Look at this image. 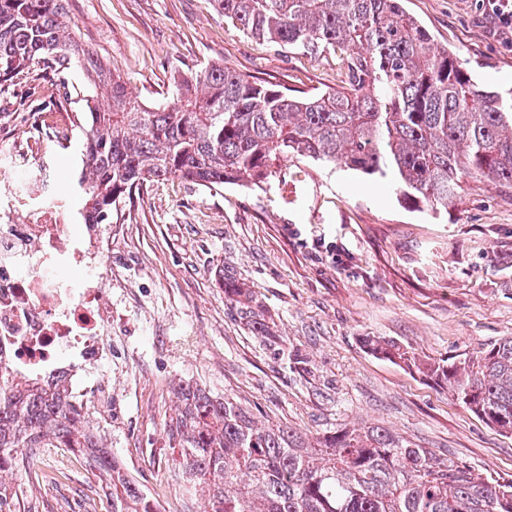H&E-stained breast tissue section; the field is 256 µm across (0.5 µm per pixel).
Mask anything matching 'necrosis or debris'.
<instances>
[{"label":"necrosis or debris","instance_id":"obj_1","mask_svg":"<svg viewBox=\"0 0 512 512\" xmlns=\"http://www.w3.org/2000/svg\"><path fill=\"white\" fill-rule=\"evenodd\" d=\"M0 155V369L12 391H60L70 410L98 405L79 377L112 358V227L67 223L65 196Z\"/></svg>","mask_w":512,"mask_h":512}]
</instances>
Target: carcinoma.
Listing matches in <instances>:
<instances>
[{
	"instance_id": "cac0c4a2",
	"label": "carcinoma",
	"mask_w": 512,
	"mask_h": 512,
	"mask_svg": "<svg viewBox=\"0 0 512 512\" xmlns=\"http://www.w3.org/2000/svg\"><path fill=\"white\" fill-rule=\"evenodd\" d=\"M69 0H0V79L41 63L81 64L105 97L86 99L78 180L83 222L112 223V209L144 183L258 185L284 158L393 177L404 205L448 209L471 181L512 198V95L491 90L459 57L434 44L401 0H214L248 35L311 54H340L344 86L291 94L208 63L174 81L172 99L147 108L116 67L69 28ZM224 301L256 336H274L257 292L223 274ZM370 353L415 369L502 433L512 434V336L439 362L399 342L365 336ZM184 409L165 423L174 479L207 512H512V480L488 478L384 427H338L310 442L266 425L235 398L187 383ZM20 448H69L102 482L105 512H158L61 393L33 383L17 400L0 384V512L18 507Z\"/></svg>"
}]
</instances>
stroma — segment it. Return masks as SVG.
I'll return each instance as SVG.
<instances>
[{
    "label": "stroma",
    "instance_id": "obj_1",
    "mask_svg": "<svg viewBox=\"0 0 512 512\" xmlns=\"http://www.w3.org/2000/svg\"><path fill=\"white\" fill-rule=\"evenodd\" d=\"M435 45L486 86L512 88V45L480 0H402ZM74 32L118 67L145 105L170 97L178 72L218 63L297 93L341 88L340 60L256 40L212 0H69ZM79 64L0 81V125L18 175L45 168L80 223L86 98ZM112 382L105 447L159 512H199L171 477L164 424L180 385L230 395L254 415L309 438L382 426L440 456L512 479V436L487 425L421 374L372 355L385 336L439 361L512 336V199L467 185L447 211L401 205L387 181L299 158L265 184L209 189L148 183L112 213ZM254 288L276 324L265 339L224 303L223 271ZM54 483L23 501L39 512H105L79 458L49 459Z\"/></svg>",
    "mask_w": 512,
    "mask_h": 512
}]
</instances>
